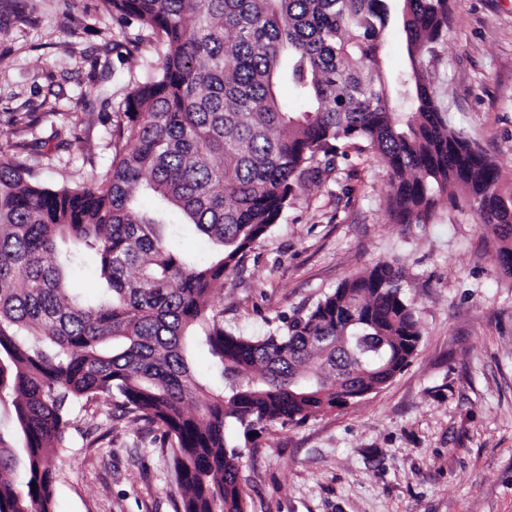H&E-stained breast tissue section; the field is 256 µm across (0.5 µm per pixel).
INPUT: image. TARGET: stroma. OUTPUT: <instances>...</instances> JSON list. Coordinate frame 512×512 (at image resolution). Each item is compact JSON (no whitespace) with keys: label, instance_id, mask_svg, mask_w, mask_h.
Segmentation results:
<instances>
[{"label":"stroma","instance_id":"35a3bbf8","mask_svg":"<svg viewBox=\"0 0 512 512\" xmlns=\"http://www.w3.org/2000/svg\"><path fill=\"white\" fill-rule=\"evenodd\" d=\"M99 0H0V151L23 153L25 177L73 186L112 166L110 119L157 58L113 48ZM448 123L512 183V0H454L430 65ZM32 114V128L13 117ZM324 180L293 193L279 224L214 299L224 324L265 335L345 278L397 263L422 336L381 389L298 425L266 429L241 458L246 512H512V276L494 233L469 208L427 224L389 215L384 163L361 142ZM56 460L55 512H176L181 493L157 428L120 411H75ZM101 434L87 447L86 433Z\"/></svg>","mask_w":512,"mask_h":512}]
</instances>
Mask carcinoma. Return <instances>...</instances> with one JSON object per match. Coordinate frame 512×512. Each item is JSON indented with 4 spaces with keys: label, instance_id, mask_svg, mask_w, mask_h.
<instances>
[{
    "label": "carcinoma",
    "instance_id": "carcinoma-1",
    "mask_svg": "<svg viewBox=\"0 0 512 512\" xmlns=\"http://www.w3.org/2000/svg\"><path fill=\"white\" fill-rule=\"evenodd\" d=\"M119 48L159 45L152 73L112 113V167L76 187L24 180L0 151V402L21 447L0 446V512H54L53 455L75 406L100 402L156 425L178 512H245L239 446L333 409L348 381L381 388L422 332L403 272L383 262L261 337L224 327L212 295L279 223L295 188L361 141L388 170L396 224H426L457 193L512 254V184L448 125L429 66L452 0H101ZM137 23L131 34L128 25ZM398 27L410 66L379 54ZM304 105L290 112L278 90ZM406 102L409 111L394 104ZM214 246L201 264L168 242L169 209ZM95 259L87 300L69 286ZM214 359L198 377V347Z\"/></svg>",
    "mask_w": 512,
    "mask_h": 512
}]
</instances>
